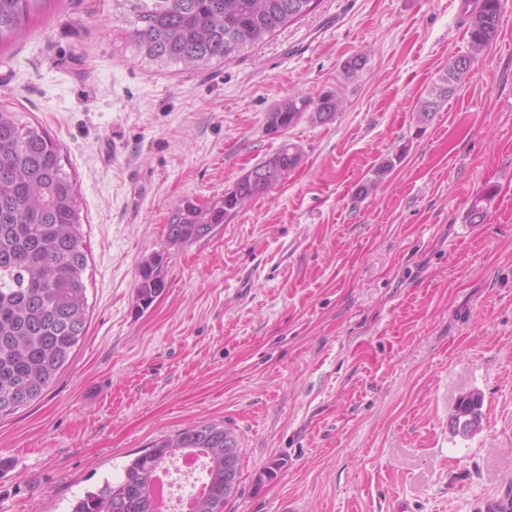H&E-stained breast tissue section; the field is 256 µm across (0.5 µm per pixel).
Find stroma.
I'll return each instance as SVG.
<instances>
[{
	"instance_id": "stroma-1",
	"label": "stroma",
	"mask_w": 512,
	"mask_h": 512,
	"mask_svg": "<svg viewBox=\"0 0 512 512\" xmlns=\"http://www.w3.org/2000/svg\"><path fill=\"white\" fill-rule=\"evenodd\" d=\"M122 2L51 0L0 47V100L59 141L76 182L91 304L46 396L0 419V512H69L203 423L242 450L224 512H484L512 491V0L479 52L480 0H318L195 70L137 56ZM463 54L461 86L419 123ZM327 91L344 101L333 121L267 130L278 103ZM286 140L302 159L276 190L168 243L174 209ZM478 197L487 217L467 223ZM155 257L166 287L142 310ZM473 389L485 426L452 435ZM470 65V55L457 56L448 63V67L439 75L427 97L419 103L418 114L421 120L428 121L433 118L448 97L454 93L464 75L469 72ZM165 287V279L161 273V261L156 259L144 261L140 266L136 286L138 306L141 309L150 307Z\"/></svg>"
}]
</instances>
